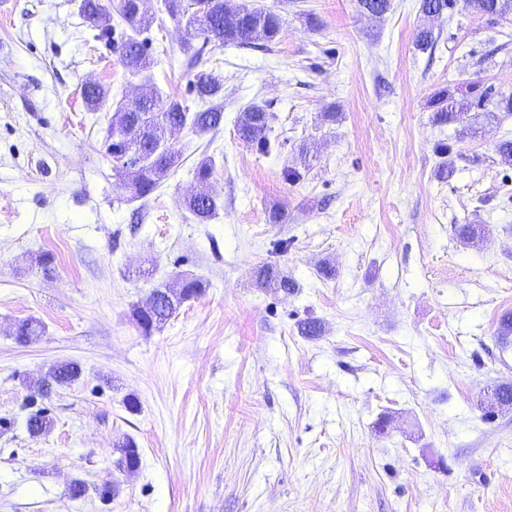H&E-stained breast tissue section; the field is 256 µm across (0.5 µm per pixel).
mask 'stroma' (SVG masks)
I'll return each instance as SVG.
<instances>
[{
	"label": "stroma",
	"instance_id": "1",
	"mask_svg": "<svg viewBox=\"0 0 512 512\" xmlns=\"http://www.w3.org/2000/svg\"><path fill=\"white\" fill-rule=\"evenodd\" d=\"M250 2L281 15L279 42L208 46L224 123L175 132L182 163L145 202L128 200L101 142L142 88L191 101L183 26L146 0L148 38L174 52L134 76L79 0H12L0 15V512H512V408L488 402L512 383L497 334L512 312V167L494 152L512 114L438 127L427 106L457 83L512 92V14ZM422 24L429 52L414 45ZM88 82L111 89L96 112ZM253 102L274 116L268 153L237 136ZM207 156L220 206L201 224L181 201ZM459 224L488 237L463 243ZM265 264L295 290L259 287ZM180 274L204 292L143 334L133 308ZM27 318L43 333L20 344ZM307 320L319 335H301ZM66 361L80 379L32 399L27 379ZM31 399L54 421L36 438ZM126 438L141 455L131 475Z\"/></svg>",
	"mask_w": 512,
	"mask_h": 512
}]
</instances>
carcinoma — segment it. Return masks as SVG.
Returning <instances> with one entry per match:
<instances>
[{
  "label": "carcinoma",
  "mask_w": 512,
  "mask_h": 512,
  "mask_svg": "<svg viewBox=\"0 0 512 512\" xmlns=\"http://www.w3.org/2000/svg\"><path fill=\"white\" fill-rule=\"evenodd\" d=\"M464 9L491 18L512 13V0H420L423 14H442L453 10L457 2ZM141 0H118L116 7L124 38L116 44L120 62L132 75L149 69L152 60L149 43L142 35L154 23V17L139 7ZM168 16L184 26L188 38L181 45L186 69L195 68L202 60L207 46L212 42L250 47L258 42L266 44L279 39L283 21L277 12L250 6L242 0H164ZM362 10L379 17L391 6V0H359ZM79 13L106 35L112 31V17L101 0H80ZM436 37L431 28L424 26L415 34L417 49L425 51L434 47ZM191 93L198 103L192 111L177 98L161 99L154 89L142 92L137 98L121 104L112 114V120L103 139L105 154L118 160L115 171L122 179L131 200H147L169 173L175 169L181 154L167 145L166 135L172 129L188 127L197 134L219 131L224 123V82L210 73L199 71L192 81ZM109 87L100 83L87 84L83 88L86 108L95 112L108 101ZM493 105L501 112H512V94L490 93L474 83L464 92L456 86L435 91L428 101L432 110V122L438 126L452 125L459 116L473 106ZM272 115L267 107L258 102L249 104L241 113L237 126L238 138L248 146L269 152ZM214 160L205 157L194 169L198 190L185 198L183 207L202 223L218 210L217 194L211 189ZM257 283L262 287L289 290L293 281L272 265L257 271ZM205 288L196 278H185L184 285L175 288L170 283L152 290L159 299L158 307L147 315L140 308L133 309V317L146 335L165 324L182 304L197 298ZM40 324L33 319L19 321L17 338L28 341L39 335ZM81 376L78 364L69 362L50 366L43 377L30 384L38 394H45L46 383L52 381L66 386ZM53 419L43 409L28 414L26 429L32 436L48 432ZM119 464L130 470L140 466L141 457L136 443L127 439L120 445Z\"/></svg>",
  "instance_id": "obj_1"
}]
</instances>
